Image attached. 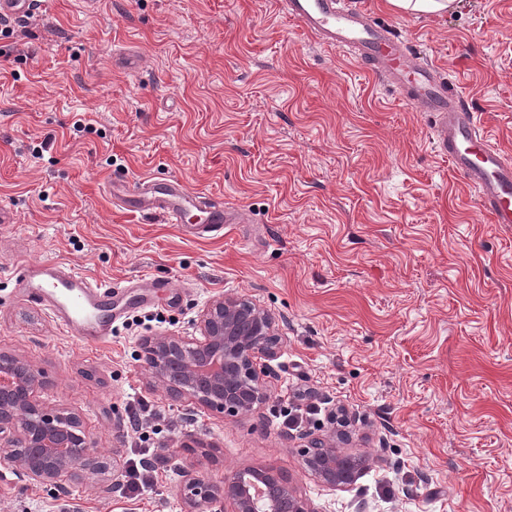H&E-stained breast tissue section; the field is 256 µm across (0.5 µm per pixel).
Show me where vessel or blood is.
Segmentation results:
<instances>
[{
  "label": "vessel or blood",
  "instance_id": "b4317fda",
  "mask_svg": "<svg viewBox=\"0 0 512 512\" xmlns=\"http://www.w3.org/2000/svg\"><path fill=\"white\" fill-rule=\"evenodd\" d=\"M40 0H0V19L36 13ZM278 7L316 44L353 56L396 87L403 98L434 117L433 143L476 193L477 208L491 223L512 225V154L486 136L481 114L460 88L447 82L432 59L409 51L388 24L377 21L356 0H276ZM110 194L129 213L158 214L167 223L197 217L196 231L217 235L247 215L190 189L176 177H146L128 186L110 182ZM27 299L48 310L63 326L90 343L112 332L125 283L105 284L60 260L20 265L15 273Z\"/></svg>",
  "mask_w": 512,
  "mask_h": 512
}]
</instances>
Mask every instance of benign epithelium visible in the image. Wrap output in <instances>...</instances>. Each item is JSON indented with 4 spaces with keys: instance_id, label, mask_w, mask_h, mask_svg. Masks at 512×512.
Instances as JSON below:
<instances>
[{
    "instance_id": "obj_1",
    "label": "benign epithelium",
    "mask_w": 512,
    "mask_h": 512,
    "mask_svg": "<svg viewBox=\"0 0 512 512\" xmlns=\"http://www.w3.org/2000/svg\"><path fill=\"white\" fill-rule=\"evenodd\" d=\"M197 336H157L146 341L145 361L151 381L175 398L220 413H249L264 393L266 370L261 360L275 355L273 319L252 302L217 298L201 310ZM45 385L40 370L27 359L0 354V459L8 460L29 480L60 490L86 475L105 470L79 415L50 409L38 393ZM306 461L314 462L331 490L348 484L336 481V448L324 439H308ZM185 512H310L294 490L275 481L265 468L235 471L219 483H207L181 466Z\"/></svg>"
}]
</instances>
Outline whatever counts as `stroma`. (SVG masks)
<instances>
[{
    "instance_id": "35a3bbf8",
    "label": "stroma",
    "mask_w": 512,
    "mask_h": 512,
    "mask_svg": "<svg viewBox=\"0 0 512 512\" xmlns=\"http://www.w3.org/2000/svg\"><path fill=\"white\" fill-rule=\"evenodd\" d=\"M46 2L0 56V351L42 371V402L78 413L116 471L62 493L0 462V512H184L182 464L213 482L269 468L314 512H512V226L478 211L430 114L275 0ZM359 2L512 153V0L443 15ZM148 176L249 221L210 239L115 207L110 181ZM47 258L172 286L86 344L16 285L18 264ZM222 296L269 312L279 338L266 400L234 416L150 385L144 357ZM305 391L318 413L285 426ZM141 402L154 417L136 431ZM310 435L365 459L352 485L307 467ZM145 452L166 458L156 485L105 495Z\"/></svg>"
}]
</instances>
